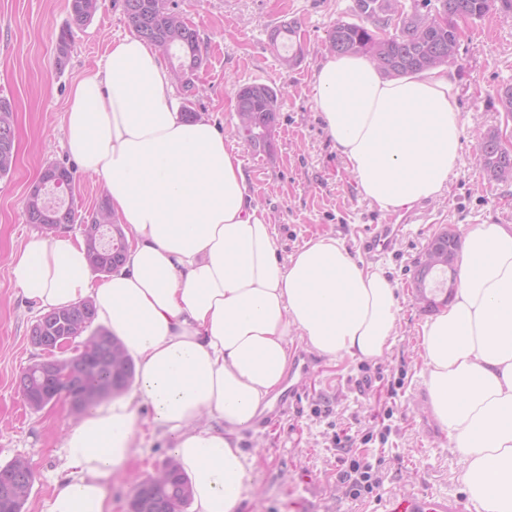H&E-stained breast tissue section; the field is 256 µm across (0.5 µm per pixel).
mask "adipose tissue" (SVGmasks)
I'll use <instances>...</instances> for the list:
<instances>
[{
  "label": "adipose tissue",
  "mask_w": 512,
  "mask_h": 512,
  "mask_svg": "<svg viewBox=\"0 0 512 512\" xmlns=\"http://www.w3.org/2000/svg\"><path fill=\"white\" fill-rule=\"evenodd\" d=\"M312 90L360 194L380 210L446 188L466 135L446 69L386 78L366 56L335 54ZM63 131L128 226L125 263L94 285L83 242L34 236L10 276L42 312L91 298L96 322L136 359L140 388L65 432L66 481L41 512H111L104 482L130 457L143 403L173 440L194 512H240L253 466L241 433L282 384L293 341L330 361L381 357L397 287L329 234L279 262L238 152L211 120L185 118L163 59L138 37L113 41L76 81ZM420 336L429 409L465 462L471 501L512 512V229L484 223L463 236L454 297Z\"/></svg>",
  "instance_id": "ef3b65f1"
}]
</instances>
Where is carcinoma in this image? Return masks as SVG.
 Segmentation results:
<instances>
[{"instance_id": "obj_1", "label": "carcinoma", "mask_w": 512, "mask_h": 512, "mask_svg": "<svg viewBox=\"0 0 512 512\" xmlns=\"http://www.w3.org/2000/svg\"><path fill=\"white\" fill-rule=\"evenodd\" d=\"M512 11V0H353L351 14L359 22L338 21L328 33L332 53L363 54L375 62L385 77L429 70L448 64L452 48L460 42L454 27L458 17L468 20L481 18L496 5ZM123 12L137 37L159 48L165 54L179 52L178 69L183 74L194 72L202 64L200 38L171 0H122ZM99 8V0H69V23L62 30L56 46L55 64L63 70L69 63L72 27L80 28L91 21ZM393 30L383 38L379 28ZM282 93L263 84L247 85L236 93L235 109H248L249 122L237 121L234 136L242 139L256 152L273 149L272 129L281 108ZM478 165L490 180L512 175V152L481 138ZM14 113L7 100L0 99V177L15 168ZM26 223L73 224L76 221L74 202L53 203L47 197H28L25 201ZM112 219L117 234L108 239L85 243L89 267L95 273H112L126 258L122 240L126 238L118 217L112 213L108 199L103 198L92 213L88 224L100 216ZM448 274V264L416 268L414 278L426 288L447 286L440 277ZM95 307L92 301L78 302L67 308L52 310L45 320L30 330V341L42 345L56 336H81L90 333L97 340L92 358L82 357L73 363L78 389L88 394L81 411H86L108 396L128 389L135 380L133 358L119 339L106 328L92 327ZM23 395L48 391L54 387L53 374L47 368H36L19 377ZM167 471L164 481H148L137 485L129 502V512H184L192 500L191 483L177 461L169 457L162 462ZM33 485V475L26 468L8 463L0 467V512H14L27 501Z\"/></svg>"}]
</instances>
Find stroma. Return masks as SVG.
<instances>
[{
	"mask_svg": "<svg viewBox=\"0 0 512 512\" xmlns=\"http://www.w3.org/2000/svg\"><path fill=\"white\" fill-rule=\"evenodd\" d=\"M200 37L202 65L197 92L177 89L182 105L216 123L227 146L240 154L254 203L272 217L280 258H287L315 234L344 240L364 262L380 266L398 288L401 311L388 349L377 359L316 358L296 402L276 425L243 431L241 446L254 455L253 489L242 512H372L380 498L417 488L466 496L463 462L440 430L423 385L424 361L418 332L428 310L412 292L414 263L443 227L466 232L484 221L512 225V177L491 181L476 164L478 139L494 128L512 129L495 102L512 85V11L493 10L464 27L459 54L448 71L457 76V101L467 127L447 188L422 201V220L410 225L392 251L364 253L363 225L386 212L362 197L336 152L313 100L315 68L326 60L327 34L336 21L350 20L352 0H176ZM69 21L68 0H0V99L16 116L15 169L0 178V465L26 461L34 482L23 512H39L42 501L64 476L63 432L80 420L68 404L36 411L26 406L17 382L42 357L29 332L38 314L9 275L13 253L35 233L24 202L48 163L73 166L62 147L63 117L73 84L96 69L114 40L129 35L121 0H100L92 20L74 29L70 62L55 66L58 36ZM289 24L295 33L285 47L300 51L291 67L269 40L272 28ZM246 84L281 90L283 100L271 153L256 152L232 136L236 92ZM392 419H385L386 408ZM144 436L135 438L130 464L107 485L112 512H128L136 485L169 456L172 441L153 429V411L139 407ZM349 440L351 454L338 451L336 438ZM380 460L383 484L375 494L354 500L339 482L351 455Z\"/></svg>",
	"mask_w": 512,
	"mask_h": 512,
	"instance_id": "1",
	"label": "stroma"
}]
</instances>
